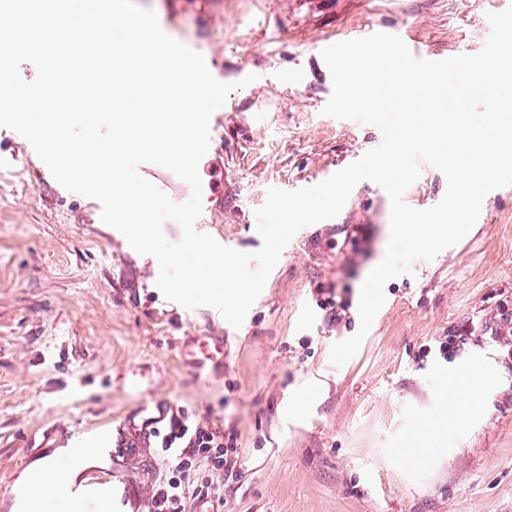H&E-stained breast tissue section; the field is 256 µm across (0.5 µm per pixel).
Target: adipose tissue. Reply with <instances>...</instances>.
<instances>
[{
  "mask_svg": "<svg viewBox=\"0 0 512 512\" xmlns=\"http://www.w3.org/2000/svg\"><path fill=\"white\" fill-rule=\"evenodd\" d=\"M107 460L106 454L83 440L53 449L17 480L12 512H77L83 473Z\"/></svg>",
  "mask_w": 512,
  "mask_h": 512,
  "instance_id": "adipose-tissue-1",
  "label": "adipose tissue"
}]
</instances>
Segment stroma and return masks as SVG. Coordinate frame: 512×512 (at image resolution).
<instances>
[{"label":"stroma","instance_id":"1","mask_svg":"<svg viewBox=\"0 0 512 512\" xmlns=\"http://www.w3.org/2000/svg\"><path fill=\"white\" fill-rule=\"evenodd\" d=\"M232 93L200 167L197 228L235 250L262 245L255 211L271 187L320 183L382 142L372 125L323 115L325 44L374 28L436 55L474 54L496 0H136ZM405 192L437 204L429 164ZM391 202L376 183L338 216L301 228L241 327L208 306L176 310L150 264L71 193L29 142L0 128V512L37 458L109 433L142 401L238 435L242 467L217 512H512V186L484 199L472 230L390 280L357 355L330 361L360 325V288L384 259ZM366 237L349 239L356 228ZM338 289L348 308L320 306ZM469 330L467 345L439 341ZM225 335L224 371L196 374L184 336ZM479 395L476 414L465 412Z\"/></svg>","mask_w":512,"mask_h":512}]
</instances>
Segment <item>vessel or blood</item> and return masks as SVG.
<instances>
[{
    "label": "vessel or blood",
    "mask_w": 512,
    "mask_h": 512,
    "mask_svg": "<svg viewBox=\"0 0 512 512\" xmlns=\"http://www.w3.org/2000/svg\"><path fill=\"white\" fill-rule=\"evenodd\" d=\"M199 347L203 357L195 362L196 370L200 371L208 366L215 369L223 368V337H200ZM173 417L169 401L152 398L139 407L136 416L126 417L115 423V446L112 450L115 463L112 469L93 473L90 477L91 485L100 490H111L113 495L121 497L125 502L144 501L146 492L141 473L128 470L122 465L121 460L138 455L141 448H144L158 431L160 424L172 420Z\"/></svg>",
    "instance_id": "vessel-or-blood-1"
}]
</instances>
